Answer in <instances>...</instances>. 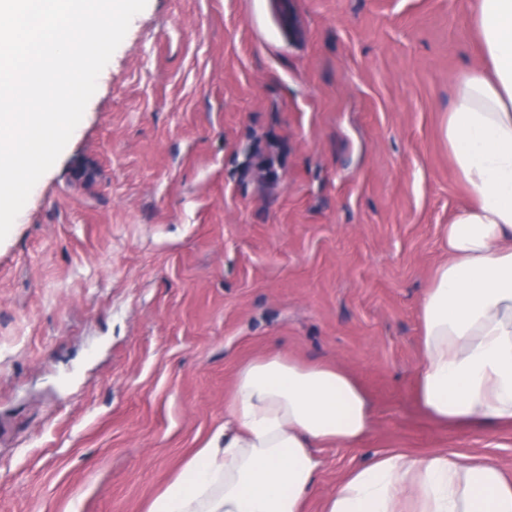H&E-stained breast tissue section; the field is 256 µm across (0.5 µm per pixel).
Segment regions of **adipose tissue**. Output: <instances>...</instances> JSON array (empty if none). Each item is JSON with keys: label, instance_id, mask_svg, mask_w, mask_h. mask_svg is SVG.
Instances as JSON below:
<instances>
[{"label": "adipose tissue", "instance_id": "1", "mask_svg": "<svg viewBox=\"0 0 512 512\" xmlns=\"http://www.w3.org/2000/svg\"><path fill=\"white\" fill-rule=\"evenodd\" d=\"M484 54L456 86L444 129L468 196L447 264L421 306L418 398L435 420L512 426V0H479ZM371 403L345 373L280 354L244 365L227 418L146 512H305L316 449L367 435ZM323 512H512L491 458L392 450L352 469Z\"/></svg>", "mask_w": 512, "mask_h": 512}]
</instances>
